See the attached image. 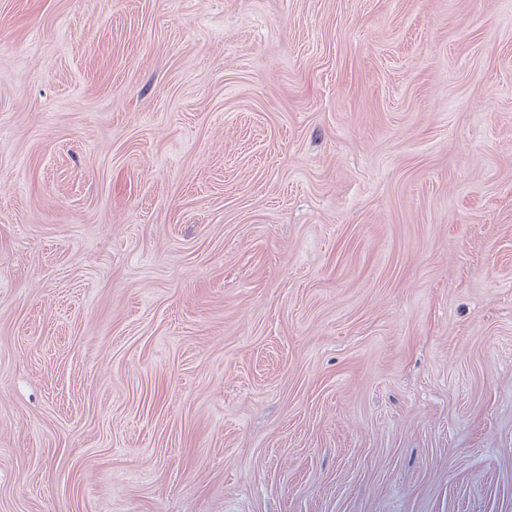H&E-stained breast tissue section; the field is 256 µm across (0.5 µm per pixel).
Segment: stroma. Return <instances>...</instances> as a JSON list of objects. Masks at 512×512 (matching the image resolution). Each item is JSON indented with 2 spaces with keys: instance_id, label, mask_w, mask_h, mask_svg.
<instances>
[{
  "instance_id": "35a3bbf8",
  "label": "stroma",
  "mask_w": 512,
  "mask_h": 512,
  "mask_svg": "<svg viewBox=\"0 0 512 512\" xmlns=\"http://www.w3.org/2000/svg\"><path fill=\"white\" fill-rule=\"evenodd\" d=\"M0 512H512V0H0Z\"/></svg>"
}]
</instances>
